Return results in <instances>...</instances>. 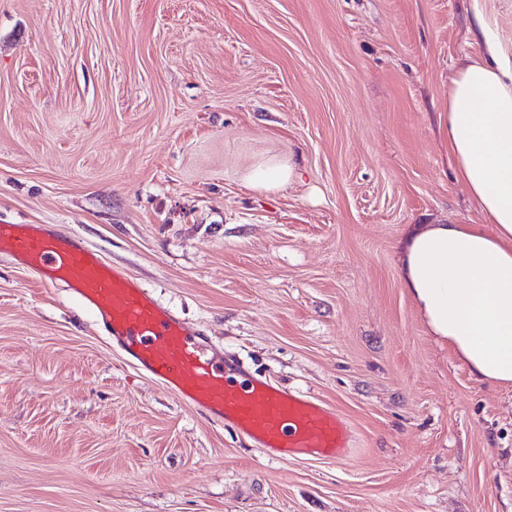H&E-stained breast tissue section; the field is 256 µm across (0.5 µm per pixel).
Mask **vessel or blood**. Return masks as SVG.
<instances>
[{"label":"vessel or blood","mask_w":512,"mask_h":512,"mask_svg":"<svg viewBox=\"0 0 512 512\" xmlns=\"http://www.w3.org/2000/svg\"><path fill=\"white\" fill-rule=\"evenodd\" d=\"M1 252L36 270L44 284L64 283L138 370L181 403L252 436L269 456H347L351 436L333 410L264 376L238 379L237 368L210 357L148 289L77 237L43 224H0Z\"/></svg>","instance_id":"obj_1"}]
</instances>
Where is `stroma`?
<instances>
[{
	"label": "stroma",
	"instance_id": "obj_1",
	"mask_svg": "<svg viewBox=\"0 0 512 512\" xmlns=\"http://www.w3.org/2000/svg\"><path fill=\"white\" fill-rule=\"evenodd\" d=\"M472 0H0V223L51 224L349 423L274 459L0 253V512H512V387L429 336L412 224L477 220L439 115ZM294 165L254 188L261 161ZM263 167L262 174L251 172L247 177L248 182L255 188L265 190H276L284 188L293 182L295 170L293 166L282 162H269L260 165Z\"/></svg>",
	"mask_w": 512,
	"mask_h": 512
}]
</instances>
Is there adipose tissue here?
Here are the masks:
<instances>
[{
  "mask_svg": "<svg viewBox=\"0 0 512 512\" xmlns=\"http://www.w3.org/2000/svg\"><path fill=\"white\" fill-rule=\"evenodd\" d=\"M480 56L448 85V151L482 225L417 224L401 244L404 284L430 336L478 379L512 387V40L474 0Z\"/></svg>",
  "mask_w": 512,
  "mask_h": 512,
  "instance_id": "adipose-tissue-1",
  "label": "adipose tissue"
}]
</instances>
